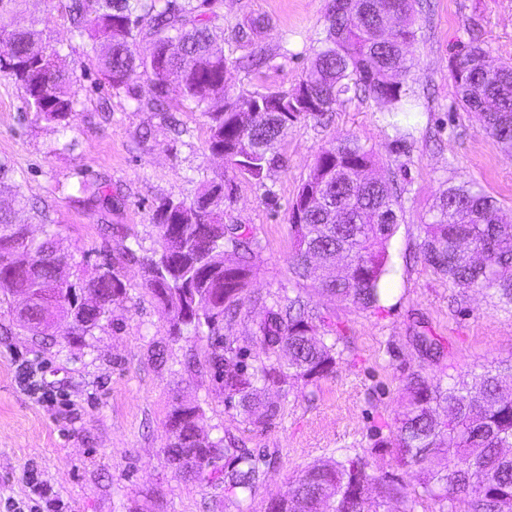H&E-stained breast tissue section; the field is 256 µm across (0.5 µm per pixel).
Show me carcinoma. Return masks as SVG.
<instances>
[{
	"label": "carcinoma",
	"instance_id": "1",
	"mask_svg": "<svg viewBox=\"0 0 512 512\" xmlns=\"http://www.w3.org/2000/svg\"><path fill=\"white\" fill-rule=\"evenodd\" d=\"M23 0H0V72L23 90L24 111L70 128L75 95L60 51L35 25L18 27L11 16ZM70 0L73 33L88 37L103 78L112 90H130L147 76L148 101L196 105L222 101L204 111L208 150L220 154L233 171L263 184L281 158L277 146L307 119H318L361 92L392 110L411 97L406 54L416 40L420 0H329L324 36L312 47L310 63L289 91L231 97L225 88L228 62L215 49L224 30L219 15L202 0ZM153 37L145 56L137 36ZM459 106L474 115L479 129L501 152L512 156V68L488 63L487 52L471 47L451 67ZM374 152L354 137L323 147L289 209L293 248L289 270L305 288H283L252 320L250 338L265 359L249 365L239 349L224 344V318L242 307L254 275L259 242L242 227L224 223L218 202L224 179H204L191 203L165 199L156 210L159 249L141 254L131 246L107 255L89 275L66 286L58 283L55 225L41 210L34 218L41 237L16 221L12 206L0 205V303L11 304L18 290L35 301L15 314L16 326L47 334L59 322L69 336H91L104 328L112 303L124 298L123 265L134 263L144 290L155 299L178 342L206 336L204 365L220 381L219 395L237 402L254 426H264L277 407L262 398L269 387L292 381L306 384L333 374L341 359L342 336L328 318L310 307L308 291L363 310L381 308L387 246L399 224V195L393 180L373 176ZM10 166L0 161V193L13 201L25 196L7 183ZM82 202L112 208L105 186L82 183ZM419 253L434 273L448 279L460 295L485 291L497 306L512 312V224L499 217L494 197L472 182L448 186L436 196L421 225ZM349 261L337 268V257ZM59 300L42 304L43 294ZM470 379L434 380L408 375L403 403L390 435L375 444L387 449L393 471H370L366 456L345 454L317 461L266 501L265 512H512V357L479 366ZM201 405L175 400L166 419L165 454L185 481L203 476L224 485V506L241 505L258 488L265 456L240 448L226 437L211 438L202 424ZM410 480H405V477Z\"/></svg>",
	"mask_w": 512,
	"mask_h": 512
}]
</instances>
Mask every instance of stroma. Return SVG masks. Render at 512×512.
Listing matches in <instances>:
<instances>
[{
  "instance_id": "obj_1",
  "label": "stroma",
  "mask_w": 512,
  "mask_h": 512,
  "mask_svg": "<svg viewBox=\"0 0 512 512\" xmlns=\"http://www.w3.org/2000/svg\"><path fill=\"white\" fill-rule=\"evenodd\" d=\"M70 0H24L16 24L38 21L66 58L76 112L70 129L22 110V91L0 73V160L11 165L27 206L43 207L59 247L79 269L92 272L101 251L119 255L131 240L156 248L155 213L166 198L192 201L199 170L223 177L232 191L224 221L249 229L261 243L252 292L287 285L291 253L288 213L322 147L356 137L377 154V176L401 190L400 223L389 244L381 309L363 310L318 295L311 305L331 318L343 336L336 371L314 383L270 388L278 413L266 426L245 421L224 403L202 359L207 341L191 336L170 342L154 299L142 288L137 265L125 267L127 297L112 306L105 329L55 339L21 331L0 308V512L27 495L26 477L51 488L59 512H216L224 488L180 479L164 453V423L173 399L198 402L211 437L230 434L271 458L243 512H264L265 501L318 460L367 454L371 470H385L390 456L373 445L390 432L409 374L444 379L512 356V313L479 292L458 297L419 254L420 226L440 189L474 181L501 204L512 223V159L457 109L450 76L454 58L473 42L498 66L512 67V0H423L421 30L410 46L414 94L401 111L373 98L350 97L324 119H310L281 142L279 165L263 184L235 174L207 148L205 119L187 102L167 113L138 107L145 78L132 92H115L102 77L84 41L71 32ZM328 0H216L224 27L217 47L230 61L229 95L290 90L305 71L311 47L325 24ZM264 15L268 28L251 44L235 39L248 18ZM405 144H396L397 135ZM112 192L108 210L77 203L80 183ZM437 338L443 351L427 356L417 333ZM167 351L166 363L153 357ZM42 363L50 402L27 389L21 366Z\"/></svg>"
}]
</instances>
